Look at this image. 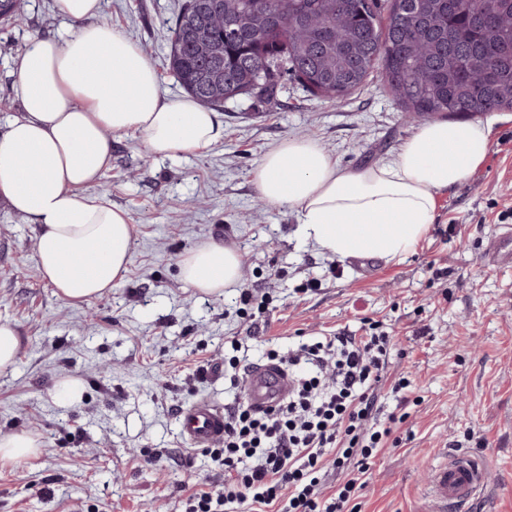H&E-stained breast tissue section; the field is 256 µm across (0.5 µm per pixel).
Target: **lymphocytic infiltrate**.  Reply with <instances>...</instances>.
Returning a JSON list of instances; mask_svg holds the SVG:
<instances>
[{
  "label": "lymphocytic infiltrate",
  "mask_w": 512,
  "mask_h": 512,
  "mask_svg": "<svg viewBox=\"0 0 512 512\" xmlns=\"http://www.w3.org/2000/svg\"><path fill=\"white\" fill-rule=\"evenodd\" d=\"M392 349L386 333L339 331L269 351L291 375V395L264 411L242 396L225 407L224 438L208 450L224 481L193 491L181 512H353L370 459L405 420L408 381L389 380ZM387 380L399 400L385 415L378 392Z\"/></svg>",
  "instance_id": "lymphocytic-infiltrate-1"
}]
</instances>
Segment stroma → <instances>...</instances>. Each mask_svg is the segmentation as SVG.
Here are the masks:
<instances>
[{"label": "stroma", "instance_id": "obj_1", "mask_svg": "<svg viewBox=\"0 0 512 512\" xmlns=\"http://www.w3.org/2000/svg\"><path fill=\"white\" fill-rule=\"evenodd\" d=\"M184 0H102V16L153 65L164 95L183 90L167 69L168 26ZM29 27L0 21V118L19 100L10 76L28 38L67 30L53 0H23ZM273 99L225 103L220 138L206 152L161 157L142 138L112 140V164L92 186L135 228L128 270L112 292L72 305L38 269L37 228L0 205V320L24 349L0 374V432L26 430L37 457L0 465V512H177L214 479L205 449L177 418L208 398L232 404L220 357L238 339L246 366L268 350L378 322L393 338L392 374L407 373L409 416L373 459L356 512H421L425 484L445 452L488 465L485 493L464 512H512V270L488 261L491 241L512 229V112H492L491 148L465 182L438 195L435 220L406 255L372 273L304 242L298 214L258 205L253 172L286 138L307 137L347 170L394 159L422 125L373 74L355 93L326 101L293 76ZM218 242L238 250L240 278L223 296L195 293L182 258ZM318 278L316 290L305 291ZM274 287L266 324L250 329L240 289ZM74 377L82 399L63 404Z\"/></svg>", "mask_w": 512, "mask_h": 512}]
</instances>
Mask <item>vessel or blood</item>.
<instances>
[{
	"mask_svg": "<svg viewBox=\"0 0 512 512\" xmlns=\"http://www.w3.org/2000/svg\"><path fill=\"white\" fill-rule=\"evenodd\" d=\"M293 383L279 365L255 366L248 374L246 396L259 409L280 403L291 392ZM180 433L192 446L207 448L224 438V412L202 399L183 408L179 414ZM483 484L480 458L455 451L444 456L431 474L427 498L428 512H449L450 508L473 499Z\"/></svg>",
	"mask_w": 512,
	"mask_h": 512,
	"instance_id": "b4317fda",
	"label": "vessel or blood"
}]
</instances>
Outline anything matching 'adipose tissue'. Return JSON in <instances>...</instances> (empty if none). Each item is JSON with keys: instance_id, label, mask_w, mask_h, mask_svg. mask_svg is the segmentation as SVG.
I'll list each match as a JSON object with an SVG mask.
<instances>
[{"instance_id": "1", "label": "adipose tissue", "mask_w": 512, "mask_h": 512, "mask_svg": "<svg viewBox=\"0 0 512 512\" xmlns=\"http://www.w3.org/2000/svg\"><path fill=\"white\" fill-rule=\"evenodd\" d=\"M77 30L30 41L12 76L20 101L0 128V203L39 229V270L59 298L81 304L111 292L129 263L134 226L106 195L89 194L112 161V139L140 134L155 155L209 148L219 115L192 96L166 98L141 49L100 22L101 0H54ZM490 124L429 121L388 164L338 166L314 141L287 139L254 171L263 199L300 215L299 236L340 258L394 259L425 235L436 191L467 180L485 161ZM241 256L204 244L181 264L196 292L223 295Z\"/></svg>"}]
</instances>
